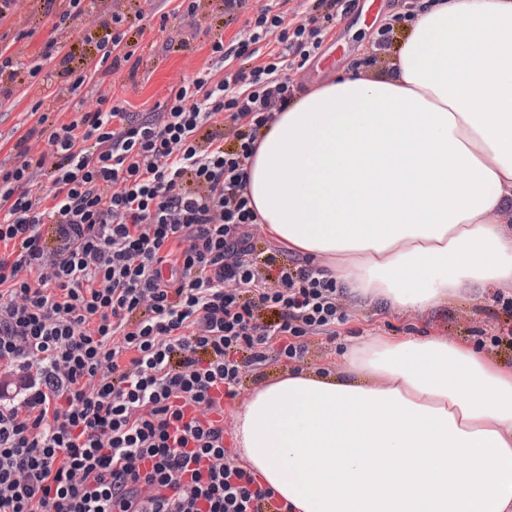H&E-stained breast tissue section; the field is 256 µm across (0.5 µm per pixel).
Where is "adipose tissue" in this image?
Segmentation results:
<instances>
[{"mask_svg": "<svg viewBox=\"0 0 512 512\" xmlns=\"http://www.w3.org/2000/svg\"><path fill=\"white\" fill-rule=\"evenodd\" d=\"M380 74L276 113L247 165L267 236L355 299L416 315L512 290V0H420ZM335 376L251 393L236 438L290 512H512V367L369 336Z\"/></svg>", "mask_w": 512, "mask_h": 512, "instance_id": "obj_1", "label": "adipose tissue"}]
</instances>
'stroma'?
I'll return each instance as SVG.
<instances>
[{
  "mask_svg": "<svg viewBox=\"0 0 512 512\" xmlns=\"http://www.w3.org/2000/svg\"><path fill=\"white\" fill-rule=\"evenodd\" d=\"M272 0H247L237 17L225 16L222 0H201L195 16H173L168 0H118L130 24L143 27L137 54V69L122 65L112 71L108 67L91 71L89 84L109 89L114 102L130 112H148L170 97L182 78L194 75L208 66L211 45L223 39L245 38L244 23L271 5ZM36 0H19L15 15L18 27L29 30L22 56L25 66H41L43 72L57 75L59 58H43L40 48L48 37L44 23L37 20ZM403 0H355L351 10L336 18L321 53L303 68L292 69L290 78L300 92L331 81L336 74L353 66L356 60L375 55L376 68H386L399 52L407 31L395 27L390 49L375 51L378 28L389 15L402 11ZM36 102V93L25 85L14 86L9 102L0 105V161L8 160L11 148L31 124L27 114ZM347 320L337 326L335 337L311 336L307 339L308 354L302 370L325 375L339 374L344 366L341 357L346 346L356 337L367 334L408 336L418 332L444 336L452 342L478 343L486 352L512 366V344L493 345L491 338L497 327L512 323V311L495 302L478 303L470 289L464 288L440 309L409 318L396 314L377 313L374 306L345 297ZM284 363L272 361L260 375L245 373L236 400L224 405V433L230 462L240 463L235 441L236 414L256 388L284 372Z\"/></svg>",
  "mask_w": 512,
  "mask_h": 512,
  "instance_id": "1",
  "label": "stroma"
}]
</instances>
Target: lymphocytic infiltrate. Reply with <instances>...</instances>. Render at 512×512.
Masks as SVG:
<instances>
[{"mask_svg": "<svg viewBox=\"0 0 512 512\" xmlns=\"http://www.w3.org/2000/svg\"><path fill=\"white\" fill-rule=\"evenodd\" d=\"M16 2L0 0V103L22 75L53 102L79 93L88 67L60 34L98 0H43L59 86L11 53ZM286 15L214 42L162 111L102 90L66 122L36 113L0 163V512H288L227 460L222 419L245 372L303 362L306 337L346 320L323 269L254 243L246 162L329 33ZM108 17L78 38L97 67L136 52L125 13Z\"/></svg>", "mask_w": 512, "mask_h": 512, "instance_id": "f902f5d3", "label": "lymphocytic infiltrate"}]
</instances>
